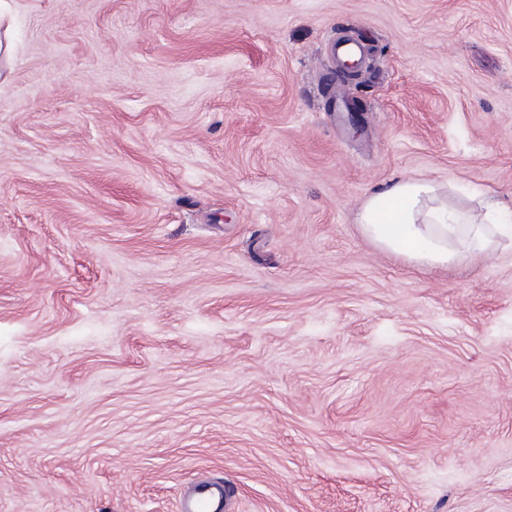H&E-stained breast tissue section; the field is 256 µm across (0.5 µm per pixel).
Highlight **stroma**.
<instances>
[{
  "label": "stroma",
  "instance_id": "obj_1",
  "mask_svg": "<svg viewBox=\"0 0 512 512\" xmlns=\"http://www.w3.org/2000/svg\"><path fill=\"white\" fill-rule=\"evenodd\" d=\"M0 512H512V244L365 238L435 181L512 224V0L0 7ZM366 47L330 83V46ZM233 493L224 481H218L201 487L190 499L187 509L182 512H222L224 500Z\"/></svg>",
  "mask_w": 512,
  "mask_h": 512
}]
</instances>
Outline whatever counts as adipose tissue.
<instances>
[{
  "mask_svg": "<svg viewBox=\"0 0 512 512\" xmlns=\"http://www.w3.org/2000/svg\"><path fill=\"white\" fill-rule=\"evenodd\" d=\"M358 222L365 237L418 265L444 267L512 241L498 209L478 215L448 206L431 180L398 179L374 191Z\"/></svg>",
  "mask_w": 512,
  "mask_h": 512,
  "instance_id": "ef3b65f1",
  "label": "adipose tissue"
}]
</instances>
